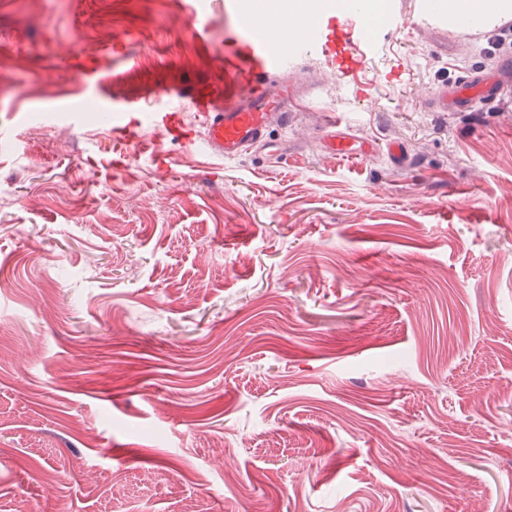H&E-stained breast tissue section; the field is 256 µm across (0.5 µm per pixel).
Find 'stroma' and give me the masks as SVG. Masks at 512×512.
<instances>
[{"mask_svg": "<svg viewBox=\"0 0 512 512\" xmlns=\"http://www.w3.org/2000/svg\"><path fill=\"white\" fill-rule=\"evenodd\" d=\"M383 2L355 84L298 57L287 160L150 126L168 169L116 177L88 104L221 77L238 14L199 0L208 46L187 0H0V512H512V88L428 107L512 34ZM324 144L330 153L344 159L366 157L369 152V144L346 127L341 128V122L329 125Z\"/></svg>", "mask_w": 512, "mask_h": 512, "instance_id": "1", "label": "stroma"}]
</instances>
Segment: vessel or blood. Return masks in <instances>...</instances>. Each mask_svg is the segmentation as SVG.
<instances>
[{
	"instance_id": "1",
	"label": "vessel or blood",
	"mask_w": 512,
	"mask_h": 512,
	"mask_svg": "<svg viewBox=\"0 0 512 512\" xmlns=\"http://www.w3.org/2000/svg\"><path fill=\"white\" fill-rule=\"evenodd\" d=\"M368 38L362 21L347 22L341 28L314 30L310 33H288L271 25L260 36L242 40L236 46L238 67L229 69L227 80L216 84L206 78H196L190 85L179 82H157L139 94L123 101H101L106 112H127L128 122L114 128L113 169H121L131 158L149 155L156 164L166 162L165 151L147 136L145 125L162 127L167 132L182 131L178 110L163 107L140 120L138 112L146 111L149 99L162 97L187 101L200 117L202 137L184 133L183 144L192 145L203 140L207 150L227 160L236 159L257 147L272 146L277 155L288 152L286 144L270 145L272 125L288 122V104L294 91L288 82V73L296 57L317 53L337 65L339 77L355 75L362 66L358 45ZM512 80V60L502 63L497 75H465L449 86L438 88L430 98L437 112H469L476 105H489L501 97L505 82ZM326 148L338 157L355 159L366 156L369 145L356 134L330 124L324 137Z\"/></svg>"
}]
</instances>
